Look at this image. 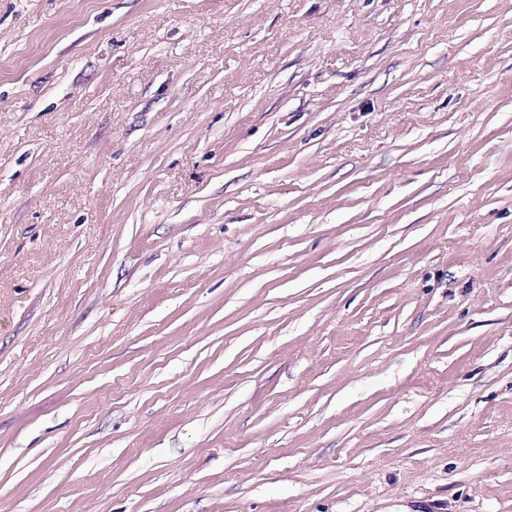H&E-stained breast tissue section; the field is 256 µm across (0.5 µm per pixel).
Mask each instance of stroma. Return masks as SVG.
<instances>
[{"label": "stroma", "instance_id": "obj_1", "mask_svg": "<svg viewBox=\"0 0 512 512\" xmlns=\"http://www.w3.org/2000/svg\"><path fill=\"white\" fill-rule=\"evenodd\" d=\"M0 512H512V0H0Z\"/></svg>", "mask_w": 512, "mask_h": 512}]
</instances>
